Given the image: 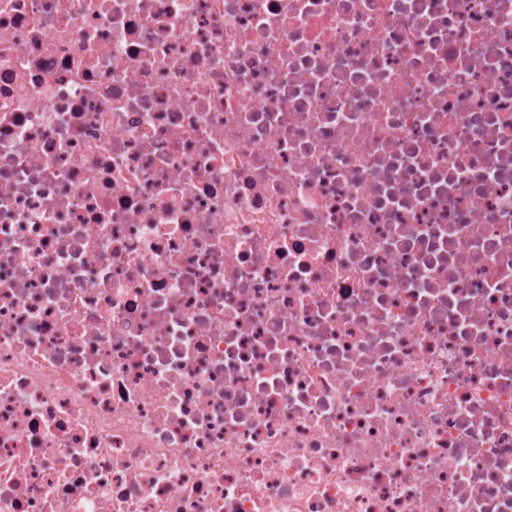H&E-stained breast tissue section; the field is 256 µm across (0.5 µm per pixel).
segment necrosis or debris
I'll list each match as a JSON object with an SVG mask.
<instances>
[{
    "mask_svg": "<svg viewBox=\"0 0 512 512\" xmlns=\"http://www.w3.org/2000/svg\"><path fill=\"white\" fill-rule=\"evenodd\" d=\"M0 512H512V0H0Z\"/></svg>",
    "mask_w": 512,
    "mask_h": 512,
    "instance_id": "obj_1",
    "label": "necrosis or debris"
}]
</instances>
